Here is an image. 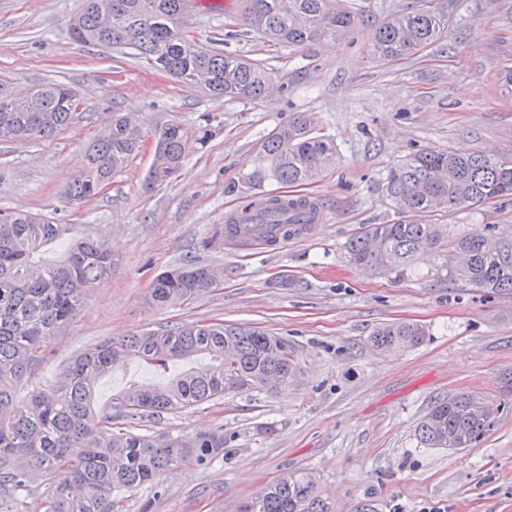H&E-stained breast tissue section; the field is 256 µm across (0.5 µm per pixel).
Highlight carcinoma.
<instances>
[{"label": "carcinoma", "instance_id": "cac0c4a2", "mask_svg": "<svg viewBox=\"0 0 512 512\" xmlns=\"http://www.w3.org/2000/svg\"><path fill=\"white\" fill-rule=\"evenodd\" d=\"M188 0H81L68 22L72 37L88 45L132 48L178 81L217 98L253 103L274 90L266 63L208 48L182 29ZM362 12L344 0H239L238 29L231 37L258 35L288 48L334 39L350 31ZM448 14L432 7L391 18L377 31L374 55L411 58L441 39ZM73 90L46 82L18 96L0 84V143L36 141L68 126L76 110ZM211 130L169 124L156 133L145 187L180 176L188 154L204 146ZM143 133L129 113L115 112L106 133L84 148L81 167L61 193L79 205L97 197L138 154ZM253 177L270 175L290 186L317 179L336 160V143L319 133L318 118L295 112L260 143ZM386 192L405 214L448 212L512 200V159L467 150L416 152L388 170ZM64 233L49 217L0 209V512L18 509L13 493L30 487L38 472L51 476L39 495L43 512H115V494L158 483L187 462L209 465L224 452V431L155 435L134 424L221 400L228 392L272 394L297 379L300 367L283 336L214 322L183 323L107 339L69 361L54 390L23 383L46 361L51 337L66 328L93 291L112 273V252L95 239L71 245L55 263L42 248ZM441 225L413 221L368 224L346 246L362 268L401 271L434 248ZM448 266L454 281L490 292H512V238L463 237ZM224 271L188 259L157 272L148 305L183 304L216 288ZM426 336L415 322L385 323L368 337L372 349L391 354ZM205 356L208 362L162 385L131 384L116 397L115 412L96 415V383L130 358L164 369ZM512 405L500 398L461 393L434 403L418 425L422 443L462 450L476 446ZM240 512H333L316 475L290 471L242 503Z\"/></svg>", "mask_w": 512, "mask_h": 512}]
</instances>
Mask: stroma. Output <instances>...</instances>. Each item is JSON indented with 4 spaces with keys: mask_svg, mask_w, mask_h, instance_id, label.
Masks as SVG:
<instances>
[{
    "mask_svg": "<svg viewBox=\"0 0 512 512\" xmlns=\"http://www.w3.org/2000/svg\"><path fill=\"white\" fill-rule=\"evenodd\" d=\"M206 11L188 7L198 42L265 61L282 86L272 100L242 103L207 96L129 49L74 41L69 17L79 0H0V81L9 88L56 82L81 103L73 123L38 141L0 143V209L47 213L67 232L44 258L90 236L112 249V275L48 347L32 383L52 390L74 355L108 337L221 320L286 337L297 380L273 394L225 395L216 404L143 421L145 433L223 429L224 454L209 467L189 463L158 484L117 495V512H237L262 486L306 469L336 512L370 499L376 512H512V411L473 448L421 443L418 424L438 400L463 392L506 397L512 375V293L451 280L457 238L512 236V201L419 215L442 225L436 248L400 272L369 271L347 260L345 243L367 224L404 216L387 196V169L409 153L465 149L512 158V94L498 72L512 66V0H357L363 22L346 37L299 49L251 37L225 42L236 0ZM436 6L448 31L410 59L373 54L377 28L394 15ZM115 112L135 114L144 134L137 157L95 199L66 205L61 192L85 143ZM295 112H313L336 142L334 166L304 185L328 220L274 253L224 240V212L286 184L252 185L260 138ZM170 123L209 126L206 147L184 172L148 191L156 130ZM223 268L219 288L190 303L150 308L156 272L188 258ZM424 326L423 342L392 354L370 348L380 324ZM204 357L162 372L130 359L104 377L96 411L128 382L160 384Z\"/></svg>",
    "mask_w": 512,
    "mask_h": 512,
    "instance_id": "obj_1",
    "label": "stroma"
}]
</instances>
